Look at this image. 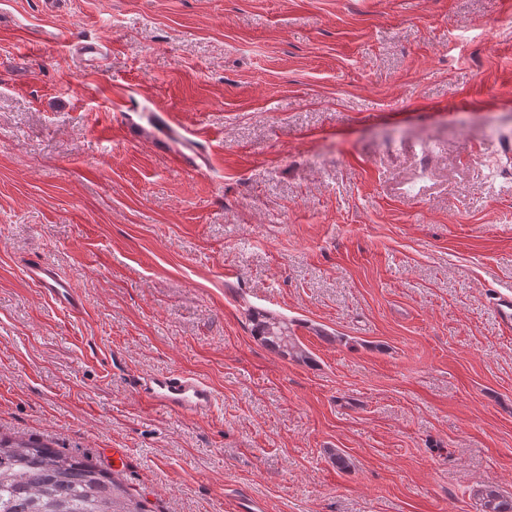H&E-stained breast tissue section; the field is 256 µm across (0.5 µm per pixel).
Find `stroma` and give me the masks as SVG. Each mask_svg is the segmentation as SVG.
I'll return each mask as SVG.
<instances>
[{"label": "stroma", "instance_id": "stroma-1", "mask_svg": "<svg viewBox=\"0 0 512 512\" xmlns=\"http://www.w3.org/2000/svg\"><path fill=\"white\" fill-rule=\"evenodd\" d=\"M160 118L207 168L97 131ZM496 290L512 0H0V436L148 512H478L512 500ZM269 312L306 361L254 338ZM174 371L209 415L143 402ZM26 268L29 279L48 288L58 306L74 312H80L83 309V301L77 290L72 288L69 282L60 278L48 264L38 259H29Z\"/></svg>", "mask_w": 512, "mask_h": 512}]
</instances>
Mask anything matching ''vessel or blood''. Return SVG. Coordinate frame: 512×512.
Listing matches in <instances>:
<instances>
[{"label": "vessel or blood", "instance_id": "obj_1", "mask_svg": "<svg viewBox=\"0 0 512 512\" xmlns=\"http://www.w3.org/2000/svg\"><path fill=\"white\" fill-rule=\"evenodd\" d=\"M26 268L29 279L48 288L58 306L74 312L82 310L83 301L77 290L48 264L31 259ZM138 387L147 402L180 415H208L215 402L214 394L205 382L183 373L146 376L140 379Z\"/></svg>", "mask_w": 512, "mask_h": 512}]
</instances>
